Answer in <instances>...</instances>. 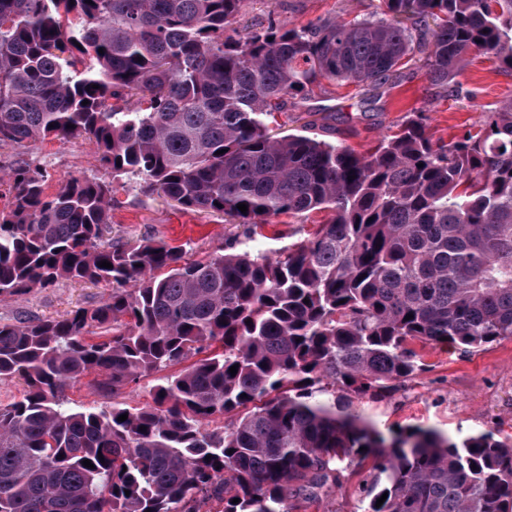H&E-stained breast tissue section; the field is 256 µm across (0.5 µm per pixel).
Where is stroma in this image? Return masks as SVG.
<instances>
[{"instance_id":"stroma-1","label":"stroma","mask_w":512,"mask_h":512,"mask_svg":"<svg viewBox=\"0 0 512 512\" xmlns=\"http://www.w3.org/2000/svg\"><path fill=\"white\" fill-rule=\"evenodd\" d=\"M378 6L379 0H245L237 27H256L271 13L301 26L328 15L346 19L366 15ZM455 82L454 92H443L416 63L378 88L348 84L315 91L278 114L275 129L294 133L302 121H311L322 129L324 138L364 152L382 136L397 132L410 117L421 118L434 137L445 140L478 131L484 112L512 98V74L483 57L468 64ZM24 154L45 167L53 189L71 178L107 176L96 159L94 145L81 138L32 142ZM115 199L104 234L108 240L154 238L200 260L222 249L237 232L223 216L186 210L161 197L143 195L133 187L118 190ZM324 219L321 212L295 219L285 215L270 218L258 227L254 245L262 249L281 247L291 234L311 231ZM109 291L105 283L64 280L18 298L2 297L0 322L22 315L56 319L77 308L97 305ZM423 361L425 371L392 398L358 403V410L384 435L423 427L454 439L478 431L512 436V340L472 353L429 346L423 351ZM157 379V374H150L115 395L94 389L85 378L72 385L67 396L75 407L108 409L117 403L143 407L151 404V389Z\"/></svg>"}]
</instances>
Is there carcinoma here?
Instances as JSON below:
<instances>
[{
	"label": "carcinoma",
	"instance_id": "cac0c4a2",
	"mask_svg": "<svg viewBox=\"0 0 512 512\" xmlns=\"http://www.w3.org/2000/svg\"><path fill=\"white\" fill-rule=\"evenodd\" d=\"M244 2L0 0V145L84 138L111 176L49 192L37 164L0 168V297L112 285L61 319L0 322V380L25 385L0 405V512H308L368 462L367 512H512V439L387 438L354 406L416 378V342L512 339V98L474 134L410 118L364 153L270 128L287 100L384 85L417 54L445 90L473 55L512 70V0H381L242 37ZM119 181L242 232L204 260L106 244ZM314 211L330 215L314 232L249 246L253 226ZM176 366L148 406L65 399L94 374L115 394Z\"/></svg>",
	"mask_w": 512,
	"mask_h": 512
}]
</instances>
